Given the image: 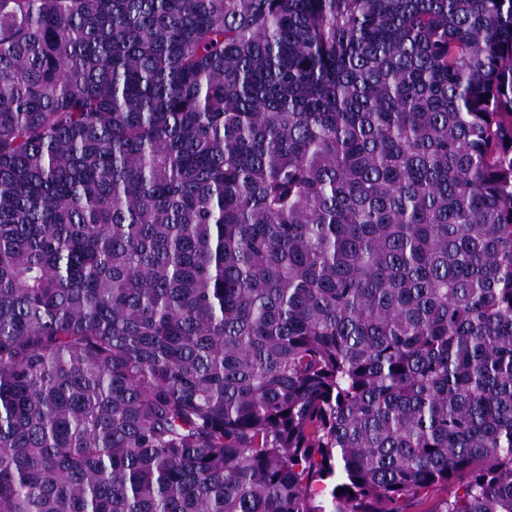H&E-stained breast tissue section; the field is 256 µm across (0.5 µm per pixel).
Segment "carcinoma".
<instances>
[{"label": "carcinoma", "mask_w": 512, "mask_h": 512, "mask_svg": "<svg viewBox=\"0 0 512 512\" xmlns=\"http://www.w3.org/2000/svg\"><path fill=\"white\" fill-rule=\"evenodd\" d=\"M512 512V0H0V512Z\"/></svg>", "instance_id": "obj_1"}]
</instances>
